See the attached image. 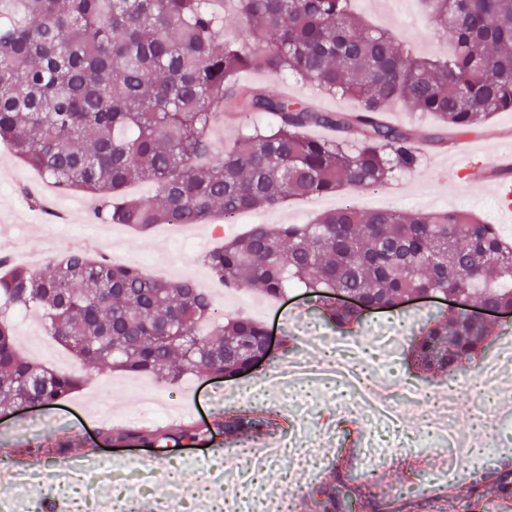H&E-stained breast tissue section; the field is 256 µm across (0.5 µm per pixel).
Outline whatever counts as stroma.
<instances>
[{"label": "stroma", "mask_w": 512, "mask_h": 512, "mask_svg": "<svg viewBox=\"0 0 512 512\" xmlns=\"http://www.w3.org/2000/svg\"><path fill=\"white\" fill-rule=\"evenodd\" d=\"M352 8L373 28L392 33L413 56L438 58L448 54L447 41L438 37L420 0H352ZM239 84L244 88L260 86L272 93L284 85L301 99H321L330 111L349 112L357 107L350 98L324 96L311 84L259 71L243 72ZM380 193L382 198L376 201L369 191L346 189L316 199L292 198L271 209L244 213L240 221L231 224L216 218L205 224H160L141 232L95 219L96 202L92 197L47 182L7 150H0V235L16 239V261L26 264L36 256L44 266L55 262L65 251V234L71 230L95 238L102 255L110 251L105 246L110 240L115 245L111 252L126 263L168 279L195 280L223 307L225 315L243 314L261 321L279 340L301 333L299 318L306 315L308 308L303 289H291L277 301L255 287L230 292L203 261L204 255L221 240L242 234L252 225L265 224L275 229L283 224H309L319 214L345 204L369 210L384 203L423 214L465 209L485 223L496 225L501 236L512 241V222L497 211L489 190L461 196L438 179L420 181L411 174L396 177ZM16 333L22 350L31 358L56 369L67 367L84 377L86 384L58 405L0 418V457L20 464L38 459L52 463L87 449L102 459L118 455L139 457V470L149 478L150 496L141 505L143 512H152L173 473L186 485H205L207 494L193 501L194 512H209L214 501L228 494L229 486L219 470L226 445L217 427L220 414L246 409L276 416L281 426L275 430V437L285 439L291 433V418L297 408L287 397L258 394L241 399L235 392L249 383V375L214 379L195 374L184 377L175 388L183 395V413H195L199 424L206 427L203 441L152 450L141 446L112 447L101 435V428L121 431L154 426L155 421L148 414V400L166 397L172 387L151 377L64 360L63 350L52 338H37L31 325L17 323ZM362 365L367 374L376 378L400 380L429 391L446 386L443 380L427 379L408 370L398 358L382 363L367 358ZM316 398V416L308 434L324 443L321 459L309 474L289 463L261 469L257 486L264 506H280L284 499L296 496L299 487L311 492L337 477L352 489L374 484L375 491L363 512H471L477 497L470 474L481 465L483 448L495 443L499 457L512 459V410L506 405L507 400H512V381L495 392L493 402L483 406L478 421L458 423L471 454L449 458L447 474L436 479L430 476L434 469V439L412 411H404L398 428L378 433L365 413L341 412L345 398L342 389L317 393ZM376 437L391 448L390 457L379 463L366 454L368 442Z\"/></svg>", "instance_id": "stroma-1"}]
</instances>
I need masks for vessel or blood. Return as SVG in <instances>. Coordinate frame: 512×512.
Listing matches in <instances>:
<instances>
[{"label": "vessel or blood", "mask_w": 512, "mask_h": 512, "mask_svg": "<svg viewBox=\"0 0 512 512\" xmlns=\"http://www.w3.org/2000/svg\"><path fill=\"white\" fill-rule=\"evenodd\" d=\"M498 143L495 162H487L485 140ZM448 183L459 189L490 188L501 214L512 215V131L495 129L485 139H463L447 155Z\"/></svg>", "instance_id": "1"}]
</instances>
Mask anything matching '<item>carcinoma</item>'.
Here are the masks:
<instances>
[{
  "label": "carcinoma",
  "instance_id": "1",
  "mask_svg": "<svg viewBox=\"0 0 512 512\" xmlns=\"http://www.w3.org/2000/svg\"><path fill=\"white\" fill-rule=\"evenodd\" d=\"M431 22L451 45L441 59L413 57L384 30L348 10V0H0V145L55 185L98 203L108 224L228 221L273 208L290 196L314 198L344 188L378 189L397 172L417 171V142H447L492 114L512 110V0H424ZM242 19L224 36V13ZM258 69L292 76L323 94L352 97L353 112L308 101L241 91L238 76ZM431 115L439 132L385 122L392 102ZM265 113L213 154L211 126L222 115ZM312 128L335 132L328 139ZM147 182L156 195L131 199L124 189ZM224 287H262L278 298L305 289L309 317L352 336L370 309H397L411 293L446 290L463 305L437 313L404 337L415 372L455 381L464 363L493 347L477 306L512 309V243L464 210L436 214L349 205L311 224L276 230L255 224L205 256ZM354 296L364 306L338 301ZM41 311L45 330L75 358L175 385L204 373L233 378L258 368L265 325L223 320L211 297L189 279L170 280L134 265L80 251L34 270L0 259V412L23 400L46 407L78 392L85 380L35 364L21 351L12 313ZM230 443L258 439L273 421L248 411L218 422ZM104 434L160 448L196 441L193 427ZM477 497H512V470ZM321 512L342 508L341 490L325 483Z\"/></svg>",
  "mask_w": 512,
  "mask_h": 512
}]
</instances>
